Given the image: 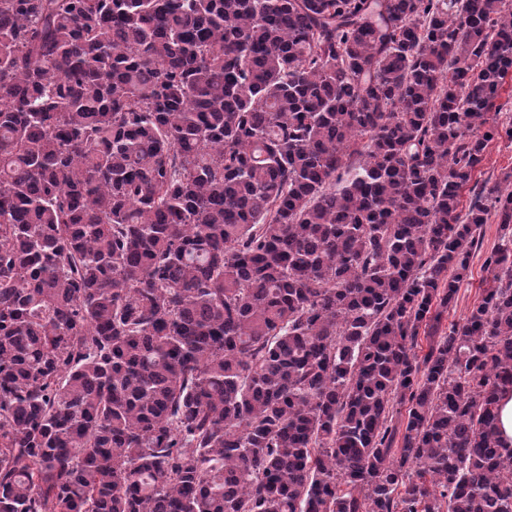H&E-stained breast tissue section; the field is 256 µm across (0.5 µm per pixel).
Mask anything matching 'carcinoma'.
I'll return each instance as SVG.
<instances>
[{"label": "carcinoma", "mask_w": 512, "mask_h": 512, "mask_svg": "<svg viewBox=\"0 0 512 512\" xmlns=\"http://www.w3.org/2000/svg\"><path fill=\"white\" fill-rule=\"evenodd\" d=\"M511 73L512 0H0V512H512ZM510 173L512 174V145L508 141L495 139L489 145L477 179L480 182L489 181L490 184L498 182L503 188H508L509 184L504 180ZM505 233L507 231L502 228L498 219L493 215L487 224H483L480 230L479 246L471 253L470 279L461 285L454 306L448 310V313H445L443 327L466 317L480 302L482 288H484L482 282L487 275L484 271L485 257L504 243ZM499 430L508 446L512 445V391H505L498 402Z\"/></svg>", "instance_id": "1"}]
</instances>
